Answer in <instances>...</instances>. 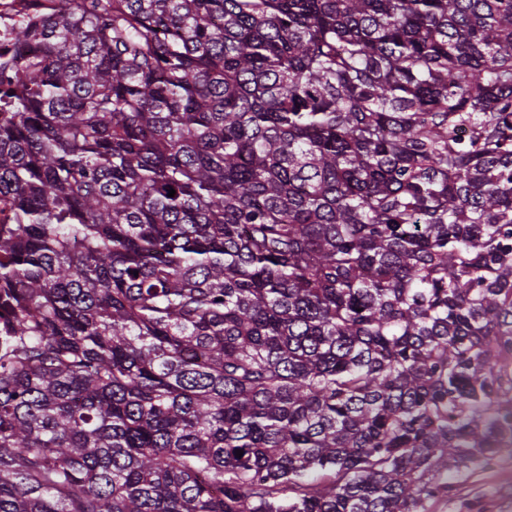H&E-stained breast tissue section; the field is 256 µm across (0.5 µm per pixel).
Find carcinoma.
Wrapping results in <instances>:
<instances>
[{"label": "carcinoma", "mask_w": 512, "mask_h": 512, "mask_svg": "<svg viewBox=\"0 0 512 512\" xmlns=\"http://www.w3.org/2000/svg\"><path fill=\"white\" fill-rule=\"evenodd\" d=\"M24 39L0 512H430L512 447V0H56Z\"/></svg>", "instance_id": "cac0c4a2"}]
</instances>
